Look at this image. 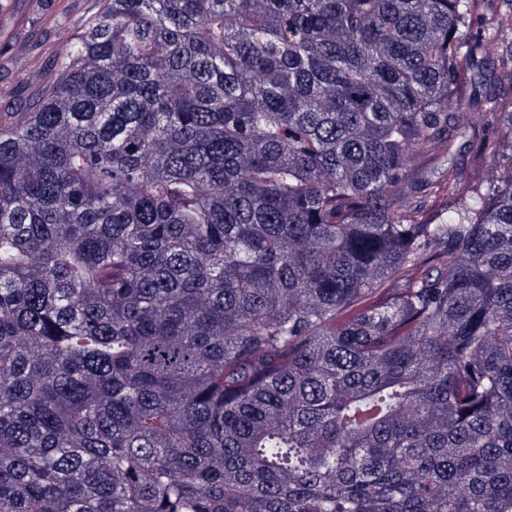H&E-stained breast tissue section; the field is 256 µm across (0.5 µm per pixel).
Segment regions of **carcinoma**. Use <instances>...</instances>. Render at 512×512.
<instances>
[{
  "mask_svg": "<svg viewBox=\"0 0 512 512\" xmlns=\"http://www.w3.org/2000/svg\"><path fill=\"white\" fill-rule=\"evenodd\" d=\"M31 2L0 512H512V0Z\"/></svg>",
  "mask_w": 512,
  "mask_h": 512,
  "instance_id": "carcinoma-1",
  "label": "carcinoma"
}]
</instances>
